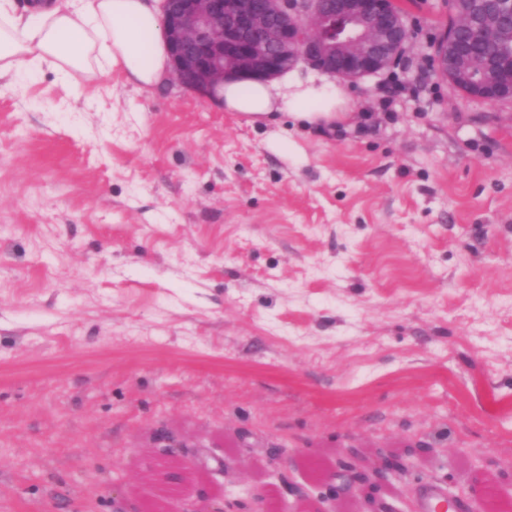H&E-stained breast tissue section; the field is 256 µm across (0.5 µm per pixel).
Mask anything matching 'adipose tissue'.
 <instances>
[{
	"mask_svg": "<svg viewBox=\"0 0 512 512\" xmlns=\"http://www.w3.org/2000/svg\"><path fill=\"white\" fill-rule=\"evenodd\" d=\"M56 74L75 89L79 74L119 73L141 89L166 82L170 60L157 0H0V79ZM216 96L255 124L281 115L318 129L349 123L339 89L296 72L267 81L230 78Z\"/></svg>",
	"mask_w": 512,
	"mask_h": 512,
	"instance_id": "ef3b65f1",
	"label": "adipose tissue"
}]
</instances>
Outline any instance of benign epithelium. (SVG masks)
Segmentation results:
<instances>
[{
	"mask_svg": "<svg viewBox=\"0 0 512 512\" xmlns=\"http://www.w3.org/2000/svg\"><path fill=\"white\" fill-rule=\"evenodd\" d=\"M161 23L171 59V79L207 98L232 76L267 79L299 61L332 78L380 77L404 55L409 26L397 0H160ZM463 20L434 42L437 75L477 101L512 102V72L491 81L476 74L461 32L483 38L512 20V0H467ZM146 475L162 488L158 503L143 512H201L184 486L193 466L170 438H157ZM407 469L404 456L378 450L362 457L350 483L366 512H399L381 502L384 484ZM491 479L474 472L473 512H488Z\"/></svg>",
	"mask_w": 512,
	"mask_h": 512,
	"instance_id": "1",
	"label": "benign epithelium"
}]
</instances>
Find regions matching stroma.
<instances>
[{
  "label": "stroma",
  "mask_w": 512,
  "mask_h": 512,
  "mask_svg": "<svg viewBox=\"0 0 512 512\" xmlns=\"http://www.w3.org/2000/svg\"><path fill=\"white\" fill-rule=\"evenodd\" d=\"M401 5L402 61L337 83L347 128L0 81V512H138L160 429L236 512L225 459L274 512L344 495L350 447L428 449L406 512L475 469L512 505V103L435 74L448 0Z\"/></svg>",
  "instance_id": "obj_1"
}]
</instances>
